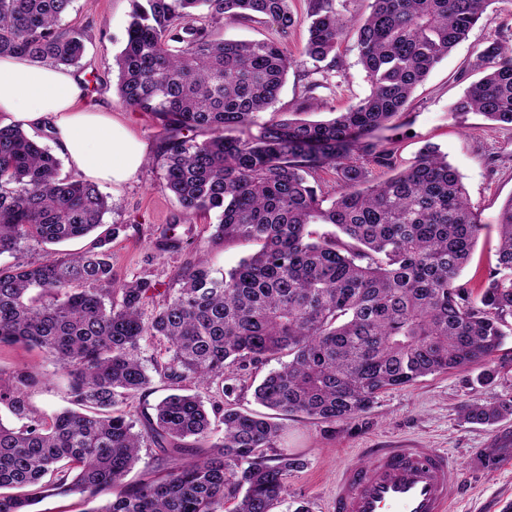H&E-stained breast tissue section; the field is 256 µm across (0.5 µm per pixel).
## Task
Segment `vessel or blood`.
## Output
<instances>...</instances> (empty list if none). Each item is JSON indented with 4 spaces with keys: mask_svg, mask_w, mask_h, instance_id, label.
Segmentation results:
<instances>
[{
    "mask_svg": "<svg viewBox=\"0 0 512 512\" xmlns=\"http://www.w3.org/2000/svg\"><path fill=\"white\" fill-rule=\"evenodd\" d=\"M458 463L434 448H377L367 465L345 468L332 512H448Z\"/></svg>",
    "mask_w": 512,
    "mask_h": 512,
    "instance_id": "1",
    "label": "vessel or blood"
}]
</instances>
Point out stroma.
<instances>
[{"mask_svg":"<svg viewBox=\"0 0 512 512\" xmlns=\"http://www.w3.org/2000/svg\"><path fill=\"white\" fill-rule=\"evenodd\" d=\"M307 6V0H291L299 18L288 40L293 64L275 109L288 114L312 96L320 106L314 117L322 120L365 97L370 85L358 63L354 36L343 40L338 51L340 63L334 70L316 71L303 56ZM131 10V0H73L63 22L86 28L88 33L85 54L73 73L88 84L89 104L109 106L113 118L148 148L132 179L99 186L111 206L104 225L128 227L111 244L113 271L118 282L147 278L163 291L176 287L179 268L195 256H203L212 270L221 272L258 251L259 245L211 240L210 226L216 218L201 214L190 222L192 248L164 255L153 249V238L171 223L179 206L164 187V171L157 160L163 135L159 121L151 114L126 109L118 98L112 64L125 45ZM494 38L512 45V0H492L468 39L435 65L396 118L395 129L387 133L400 165H409L427 145L447 154L462 177L472 210L485 224L495 223L502 205L512 197V128L474 112L455 114L451 108L476 79L468 68L469 60L483 42ZM505 332L493 357L499 373L490 384L477 381L482 365H470L386 390L359 421L339 423L331 430L301 416L283 417L279 447L305 462L303 469L288 476L289 502L304 504L309 512H329L340 471L365 462L369 449L437 448L461 466L460 482L449 493L450 512H503L505 504L512 502V463L489 472L479 468L475 456L490 448H512V416L487 426L467 421L464 410L472 404L512 396V324ZM162 353V345L156 342L143 347L141 358L151 383L145 393L128 400L126 409L134 416L151 411L171 391L168 381L154 370ZM287 360L283 354L246 372L235 364H225V376L236 381L232 401L238 409L260 412L254 398L256 386ZM23 368L36 375L35 384L27 390V402L35 413L49 416L69 408L67 377L52 357L22 344L0 346L1 371Z\"/></svg>","mask_w":512,"mask_h":512,"instance_id":"1","label":"stroma"}]
</instances>
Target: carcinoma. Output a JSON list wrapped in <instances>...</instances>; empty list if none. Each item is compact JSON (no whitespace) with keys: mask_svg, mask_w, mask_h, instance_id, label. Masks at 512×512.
Wrapping results in <instances>:
<instances>
[{"mask_svg":"<svg viewBox=\"0 0 512 512\" xmlns=\"http://www.w3.org/2000/svg\"><path fill=\"white\" fill-rule=\"evenodd\" d=\"M72 0H0V57L71 66L87 31L64 26ZM488 0H369L368 13L341 16L335 0H308L302 54L331 70L355 31L367 96L325 121L261 120L291 67L297 23L290 0H132L124 48L114 58L121 104L160 120L165 187L180 213L154 241L179 252L181 220L213 212V240L260 249L216 276L199 257L161 293L146 278L117 284L114 224L90 250L0 265V345L24 343L51 355L69 381L74 408L31 414V372L0 370V407L27 423L0 421V512H32L53 496L112 490L88 512H272L286 501L288 473L305 461L278 449V423L215 401L229 398L224 364L257 368L283 351L292 359L255 388L264 407L317 423L352 422L378 394L420 378L486 362L512 319V197L497 224L472 211L462 177L434 147L407 167L388 127L433 66L465 40ZM265 20L279 39H216L222 21ZM480 74L452 107L512 127V46L488 40L470 63ZM194 131L208 133L197 140ZM358 156L393 175L372 178ZM331 168L337 185H313ZM107 196L88 181L60 177V160L18 125L0 127V254L28 240L61 243L102 226ZM312 224L336 231L318 237ZM498 235L496 268L477 296L459 282L480 236ZM162 299H157V296ZM158 339L156 372L177 392L142 429L121 410L150 384L140 353ZM196 391H184V383ZM512 415V397L466 409L492 425ZM223 424L222 435L212 422ZM210 452L183 458L186 440ZM162 448L160 479L125 482L140 451Z\"/></svg>","mask_w":512,"mask_h":512,"instance_id":"1","label":"carcinoma"}]
</instances>
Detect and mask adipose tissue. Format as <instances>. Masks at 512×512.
<instances>
[{"instance_id": "adipose-tissue-1", "label": "adipose tissue", "mask_w": 512, "mask_h": 512, "mask_svg": "<svg viewBox=\"0 0 512 512\" xmlns=\"http://www.w3.org/2000/svg\"><path fill=\"white\" fill-rule=\"evenodd\" d=\"M0 120L51 130L57 151L91 181H126L146 154L145 144L110 112L87 106L71 70L25 57L0 58Z\"/></svg>"}]
</instances>
